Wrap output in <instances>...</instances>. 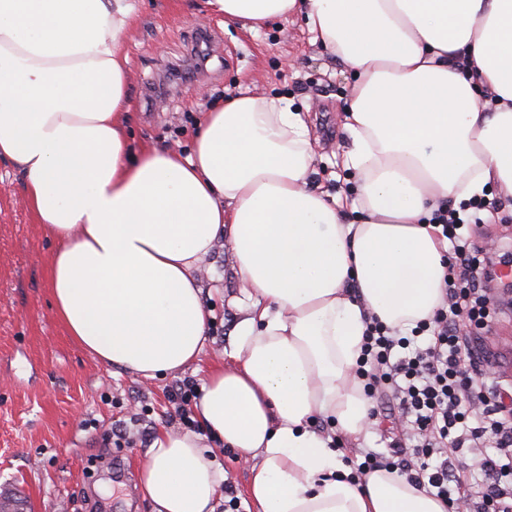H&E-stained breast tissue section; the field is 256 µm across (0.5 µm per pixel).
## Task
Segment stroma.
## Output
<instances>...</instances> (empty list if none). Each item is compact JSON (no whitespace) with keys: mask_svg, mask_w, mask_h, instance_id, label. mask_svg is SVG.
<instances>
[{"mask_svg":"<svg viewBox=\"0 0 512 512\" xmlns=\"http://www.w3.org/2000/svg\"><path fill=\"white\" fill-rule=\"evenodd\" d=\"M123 44L128 58L130 141L160 150L189 147L200 112L236 94L292 97L310 131L313 184L330 196L355 192L354 172L337 165L344 143L351 76L313 44L302 15L271 20L252 32L225 24L208 0H132ZM211 33L205 91L173 81L195 67L199 28ZM23 174L0 160V506L26 512H152L140 472L160 431H183L168 396L180 379L205 383L244 313L235 298L234 259L217 243L201 265L202 300L213 313L196 363L146 381L100 362L68 336L57 318L47 269L55 249L24 199ZM512 340V304L501 305L480 347L506 373L500 347ZM128 439L112 440L113 424Z\"/></svg>","mask_w":512,"mask_h":512,"instance_id":"obj_1","label":"stroma"}]
</instances>
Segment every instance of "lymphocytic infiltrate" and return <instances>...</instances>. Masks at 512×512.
<instances>
[{"label":"lymphocytic infiltrate","instance_id":"obj_1","mask_svg":"<svg viewBox=\"0 0 512 512\" xmlns=\"http://www.w3.org/2000/svg\"><path fill=\"white\" fill-rule=\"evenodd\" d=\"M485 199L459 208L439 207L432 223L453 245L445 257L444 298L433 317L401 334L379 321L369 324L358 374L374 399V416L397 417L413 447L393 437L385 451H362L348 463L357 473L398 471L427 493L465 512H512V392L487 385L490 359L478 348L479 335L495 313L493 281L497 258L462 242L463 227L479 223ZM472 455L483 480L462 486L454 469Z\"/></svg>","mask_w":512,"mask_h":512}]
</instances>
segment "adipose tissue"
<instances>
[{
  "label": "adipose tissue",
  "instance_id": "1",
  "mask_svg": "<svg viewBox=\"0 0 512 512\" xmlns=\"http://www.w3.org/2000/svg\"><path fill=\"white\" fill-rule=\"evenodd\" d=\"M209 4L253 31L305 15L347 66L340 151L357 192L346 205L312 188L308 125L286 97L201 113L189 152L132 149L130 0H0V158L57 244V316L109 366L151 379L187 367L210 320L201 264L224 240L248 305L195 412L249 462L257 512H448L398 472L352 480L343 457L370 423L354 375L368 323L404 332L442 301L448 243L432 212L512 202V0ZM223 480L199 435L166 431L141 488L153 512H215Z\"/></svg>",
  "mask_w": 512,
  "mask_h": 512
}]
</instances>
